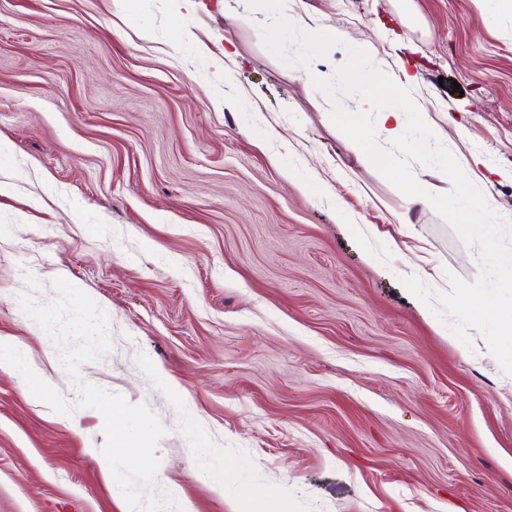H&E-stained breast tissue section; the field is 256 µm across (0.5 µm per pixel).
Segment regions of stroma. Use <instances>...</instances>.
<instances>
[{
  "mask_svg": "<svg viewBox=\"0 0 512 512\" xmlns=\"http://www.w3.org/2000/svg\"><path fill=\"white\" fill-rule=\"evenodd\" d=\"M240 16L224 21L225 7ZM0 0V512H125L79 383L167 427L153 491L190 512H512V376L402 284L479 274L433 207L353 151V69L405 65L416 105L512 220V11L497 0ZM336 26L331 52L297 17ZM278 35H271L272 23ZM237 54L224 71L213 58ZM325 65L324 85L307 71ZM232 108H225V99ZM463 124L459 138L455 124ZM372 227L358 250L347 227ZM61 278L113 347L70 377L21 309Z\"/></svg>",
  "mask_w": 512,
  "mask_h": 512,
  "instance_id": "35a3bbf8",
  "label": "stroma"
}]
</instances>
